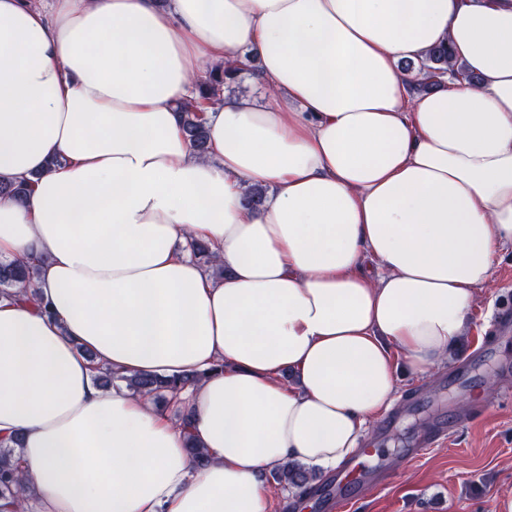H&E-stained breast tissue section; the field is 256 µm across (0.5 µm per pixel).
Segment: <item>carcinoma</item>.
Returning <instances> with one entry per match:
<instances>
[{"instance_id": "cac0c4a2", "label": "carcinoma", "mask_w": 512, "mask_h": 512, "mask_svg": "<svg viewBox=\"0 0 512 512\" xmlns=\"http://www.w3.org/2000/svg\"><path fill=\"white\" fill-rule=\"evenodd\" d=\"M407 73L417 72L420 78L412 83L417 92H428L442 85L443 77L454 76L474 80V76L464 72L463 67L451 64L448 48L437 46L429 49L417 62L409 61L403 66ZM237 80L236 70L215 68L208 77L198 84L197 95L179 106L183 115V131L191 146L202 155L207 149V130L203 115L207 109L220 101L221 93ZM31 182H0V197L22 199L29 194ZM192 255L212 269L215 275L224 274V268L214 263L208 245L196 241L191 244ZM39 264L34 261L15 260L0 262V298L24 300L35 304L42 312H49L48 305L41 302L38 294ZM203 373L192 371L180 375H114L110 369H99L98 378L106 385L112 381L124 383L125 389L136 396H149L164 408L174 406V399L187 386L194 384ZM20 438L14 436L0 439V499L16 503L22 498L23 475L17 457ZM275 482L284 487H295L304 492L319 481L318 473L299 463H291L273 473Z\"/></svg>"}]
</instances>
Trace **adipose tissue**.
I'll return each mask as SVG.
<instances>
[{
    "label": "adipose tissue",
    "mask_w": 512,
    "mask_h": 512,
    "mask_svg": "<svg viewBox=\"0 0 512 512\" xmlns=\"http://www.w3.org/2000/svg\"><path fill=\"white\" fill-rule=\"evenodd\" d=\"M437 45L478 83L410 95L399 62ZM249 51L266 90L209 109L197 155L179 106ZM21 179L0 260L41 259L50 307L0 298L24 512H272L263 474L354 455L512 244V0H0V180ZM98 362L203 372L188 428Z\"/></svg>",
    "instance_id": "obj_1"
}]
</instances>
